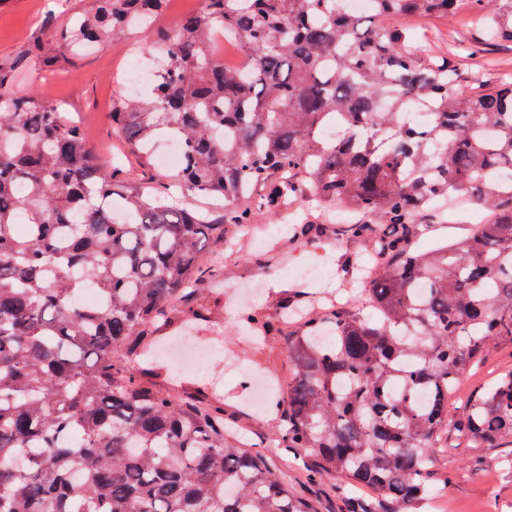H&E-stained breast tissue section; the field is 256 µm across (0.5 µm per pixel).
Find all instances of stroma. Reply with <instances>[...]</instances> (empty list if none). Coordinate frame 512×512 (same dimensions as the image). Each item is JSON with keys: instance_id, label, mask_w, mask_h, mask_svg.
Instances as JSON below:
<instances>
[{"instance_id": "stroma-1", "label": "stroma", "mask_w": 512, "mask_h": 512, "mask_svg": "<svg viewBox=\"0 0 512 512\" xmlns=\"http://www.w3.org/2000/svg\"><path fill=\"white\" fill-rule=\"evenodd\" d=\"M88 0H0V68L12 67L21 74L18 93L35 92L59 103L79 121L95 149L104 174L128 188L160 187L165 169L156 162L140 164L126 144L112 131V99L121 93L120 77L136 56L128 43H102L79 58H60L52 66L40 65L38 48L47 46L53 32L69 26ZM432 49L449 54L456 63V91L469 95L512 81V41L488 44L479 29L464 16L435 22ZM324 247L299 245L284 236L265 238L261 246L227 258L220 290L203 292L188 307L174 312V320L192 324L193 339L208 351L204 368L196 374H180L156 365L160 385L178 392L192 389L211 400L223 401L224 424L239 432L248 452L275 460L288 474V484L308 498L317 512H347V504L335 497L328 479L312 477L310 465L300 464L282 449L273 447L274 425L269 414H255L246 405L253 392L250 377L285 376L288 361L277 335L255 337L254 325L241 322L245 311L265 319L287 317L283 293L273 283L287 281L289 289L300 286L288 280L286 270L315 264L331 268L323 289L338 290L342 281L341 256L363 263L366 250L359 244H336L335 229L323 235ZM512 370V345L490 346L483 359L460 378L448 406L452 421L463 420L471 395L501 372ZM430 483L431 497L418 512H512V441L495 448H476L458 431L449 430L444 447L435 449Z\"/></svg>"}]
</instances>
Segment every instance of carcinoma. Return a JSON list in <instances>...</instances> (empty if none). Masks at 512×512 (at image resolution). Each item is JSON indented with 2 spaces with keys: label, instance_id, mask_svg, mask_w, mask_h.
Masks as SVG:
<instances>
[{
  "label": "carcinoma",
  "instance_id": "1",
  "mask_svg": "<svg viewBox=\"0 0 512 512\" xmlns=\"http://www.w3.org/2000/svg\"><path fill=\"white\" fill-rule=\"evenodd\" d=\"M51 35L61 56L150 31L161 79L112 100V127L141 157L176 137V193L120 190L60 106L17 94L0 71V512H314L265 456L224 435V406L141 380L135 347L197 286L219 283L230 228L305 193L367 218L345 236L373 245L378 319L328 303L283 328L289 376L276 447L314 472L413 512L448 394L496 342L512 343V84L461 96L457 69L392 24L446 19L466 4L483 39L512 41V0H203L159 27L167 0H89ZM234 37L228 69L212 37ZM430 114L406 125L407 104ZM341 125L338 139L321 135ZM224 202V223L190 207ZM490 221L423 251L440 201ZM98 288L101 304L77 297ZM461 432L512 438V370L469 400Z\"/></svg>",
  "mask_w": 512,
  "mask_h": 512
}]
</instances>
